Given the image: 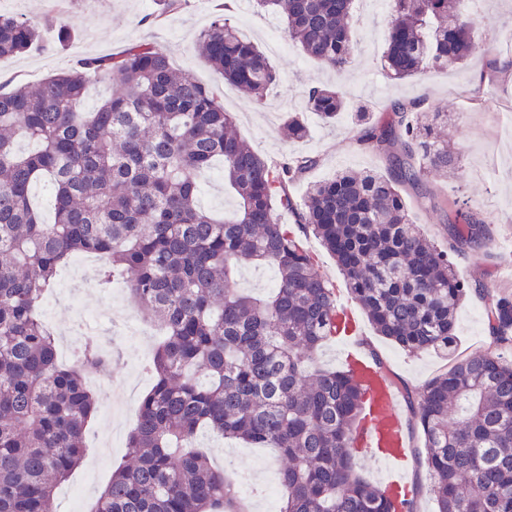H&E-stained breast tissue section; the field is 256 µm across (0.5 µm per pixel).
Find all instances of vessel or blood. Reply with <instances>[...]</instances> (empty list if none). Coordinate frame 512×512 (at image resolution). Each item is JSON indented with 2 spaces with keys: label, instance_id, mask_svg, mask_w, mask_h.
Masks as SVG:
<instances>
[{
  "label": "vessel or blood",
  "instance_id": "vessel-or-blood-1",
  "mask_svg": "<svg viewBox=\"0 0 512 512\" xmlns=\"http://www.w3.org/2000/svg\"><path fill=\"white\" fill-rule=\"evenodd\" d=\"M345 363L362 377L368 397L366 415L356 431L354 445L364 458L382 466L383 490L407 493L410 444L400 412V393L370 357L350 350Z\"/></svg>",
  "mask_w": 512,
  "mask_h": 512
}]
</instances>
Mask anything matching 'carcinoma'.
Instances as JSON below:
<instances>
[{
	"instance_id": "cac0c4a2",
	"label": "carcinoma",
	"mask_w": 512,
	"mask_h": 512,
	"mask_svg": "<svg viewBox=\"0 0 512 512\" xmlns=\"http://www.w3.org/2000/svg\"><path fill=\"white\" fill-rule=\"evenodd\" d=\"M286 21V36L319 65L348 68L355 54L353 0H255ZM452 0H391L384 67L399 79L460 67L476 49L468 23L448 21ZM39 25L0 14V59L31 49ZM197 49L228 84L261 103L279 72L219 15ZM106 75L112 96L82 110L87 85ZM305 107L333 123L345 110L337 88L312 86ZM360 144L392 162L388 174L342 172L310 184L302 202L289 186L317 164L311 156L269 162L240 137L214 90L174 69L150 43L83 58L70 70L0 92V512H55V489L80 464L98 412L86 375L112 366L88 337L63 365L39 315L57 270L77 255L105 258L98 279L125 275L139 310L164 336L155 382L129 434L127 460L94 512H242L232 482L194 450L198 431L279 449L281 512H414L356 469L352 434L363 384L351 370L305 362L349 330L331 288L277 210L295 218L335 258L352 298L379 333L408 352L453 355L467 289L450 254L488 240L482 215L453 201L448 250L413 224L401 188L448 176L457 155L417 102L362 121ZM292 140L308 136L297 115ZM19 138L36 149L20 154ZM222 161L236 199L218 220L197 201L199 176ZM53 188L55 222L32 202ZM244 263L270 265L265 297L236 287ZM495 343L512 348V292L483 289ZM411 430L423 448L438 512H512V359L475 352L413 391Z\"/></svg>"
}]
</instances>
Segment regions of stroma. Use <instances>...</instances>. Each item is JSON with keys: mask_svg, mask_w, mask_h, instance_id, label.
<instances>
[{"mask_svg": "<svg viewBox=\"0 0 512 512\" xmlns=\"http://www.w3.org/2000/svg\"><path fill=\"white\" fill-rule=\"evenodd\" d=\"M220 5V0H182L177 12L165 14L156 0H0L1 12L41 24L45 40L44 46L0 61V89L8 91L17 84L67 71L86 57L121 52L134 41L152 43L175 68L215 89L225 111L235 118L241 136L262 158L278 162L302 154L317 159V166L304 180L291 187L298 200L303 198L308 182L333 177L340 171L387 173L386 157L358 141L361 128L353 118L357 106L368 104L378 112L397 102L416 100L427 111L447 115L450 147L458 155L454 172L445 179L433 178L428 192L407 191L404 199L414 222L443 249L448 246V219L455 198L468 200L483 214L489 241L476 254L459 255L454 262L459 280L471 287L457 314L456 334L459 354L495 350L477 291L512 290V281L500 278L501 268L512 261V138L499 134L500 124L512 117V0H466L462 14L473 25L474 55L462 67L407 80L391 78L381 66L387 9L370 0H355L351 36L358 52L353 65L345 72H333L308 59L296 46L286 45L272 58L281 80L261 106L225 83L196 50L199 33L214 21ZM230 18L246 40L260 47L266 35L283 33L285 27L280 14L256 11L252 0H235ZM63 25L70 27L71 37L62 47L58 32ZM321 85L340 87L345 95L346 110L331 125L305 109L307 89ZM291 112L308 124L305 140L284 138L282 125ZM302 244L333 289L337 308L346 310L356 321L353 337L323 343L315 355L317 367L337 369L347 350H372L414 390L447 369L448 360L443 356L410 353L378 336L363 309L351 298L335 258L315 236L303 237ZM90 300L101 308L109 304L96 283L81 280L70 268H61L53 290L41 305V318L59 330L75 331L79 307ZM99 340L120 355L118 364L101 372L96 389L100 406L111 405L115 411L108 418L96 415L86 436L82 463L56 491L57 512H89L110 482L114 464L126 452L139 399L153 385L143 350L126 335L122 322L103 325ZM198 443L212 463L233 479L249 512H265L270 505L281 507V500H268L263 493L265 476L257 467L261 460L278 464L275 449L258 448L208 429L200 432Z\"/></svg>", "mask_w": 512, "mask_h": 512, "instance_id": "35a3bbf8", "label": "stroma"}]
</instances>
